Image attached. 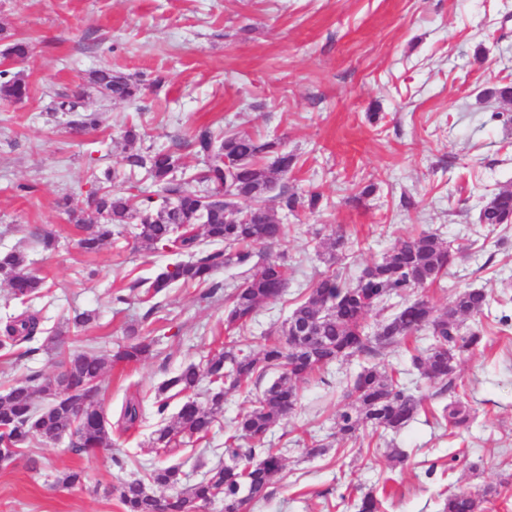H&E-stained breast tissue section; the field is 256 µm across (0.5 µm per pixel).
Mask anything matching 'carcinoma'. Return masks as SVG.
<instances>
[{
    "label": "carcinoma",
    "instance_id": "carcinoma-1",
    "mask_svg": "<svg viewBox=\"0 0 512 512\" xmlns=\"http://www.w3.org/2000/svg\"><path fill=\"white\" fill-rule=\"evenodd\" d=\"M27 53L23 41L13 43L4 53L10 65L0 69V99L19 102L28 97L29 86L21 72L12 71V66L26 60ZM90 84L102 98L112 101H133L143 91L138 81L110 69L94 71ZM52 111L69 116L68 125L75 130L97 126L96 113L79 109L78 102L66 94L58 96ZM123 138L131 144L123 157L124 175H143L153 186V194L133 203L134 195L119 180V173L107 170L103 177L95 178L88 193L97 223H82L70 207L67 212L83 231L78 245L85 253L97 252L120 234V226L136 219L142 248L189 256L188 261L168 266L153 278L137 280L133 287L143 289L142 302H150L174 284L195 285L201 288L200 299L208 300L222 288L212 280L215 272L246 264L255 246L285 239L287 227L275 219L266 199L276 176L284 177L294 169L295 158L276 141L241 133H226L220 139L210 127H198L189 135L186 147L201 159L202 167L189 173L173 152L132 147L140 138L136 126L125 128ZM278 198L281 207L291 212L299 208L314 211L321 202L315 190L302 200L282 189ZM241 199L250 202L242 212L237 204ZM478 221L489 226L512 224V190L488 196ZM206 241L218 247L209 249ZM459 254L451 242L422 231L373 263L368 279L361 277L350 285L334 271L324 274L287 319L314 325L315 336L308 342L270 341L258 351L251 348L242 331L258 307L284 294L288 278L286 268L276 260H267L257 271L249 272L228 294L224 346L211 352L204 365L183 368L156 394L154 405L159 415L168 408V391L184 396L185 401L176 416L156 431L152 441L155 453L166 455L185 439L207 441L223 413L226 393L258 384L271 370L278 373L277 379L234 421L232 433L224 440V461L208 468L192 484L186 483L179 462L147 469L143 477L112 487L123 512H157L160 507L164 512H200L217 501L222 503V512H240L244 495L266 498L283 469L284 457L282 449L264 447L263 438L297 406V383L316 375L323 382L321 374L332 363L355 356L370 359L382 348L407 344L423 330L428 331L430 344L425 348L414 345L411 365L437 386L434 395L457 394L458 362L485 338L483 325L469 326L467 321L486 316L492 295L483 288H465L439 313L427 300L412 297V291L439 281ZM25 266L23 251L0 252V276L23 304L44 296V280ZM394 296L404 299L402 306L368 332L369 314ZM40 332L38 314L25 311L0 328V350L8 354ZM156 343V338L133 331L129 341L115 351L76 352L62 348L61 335L47 337L45 347L55 353L58 373L47 377L35 374L31 383L0 394V468L11 466L34 437L51 442L74 436V447L82 452L112 447V422L104 408V370L142 360L152 354ZM204 381L209 385V398L202 404L195 399V390ZM349 393L355 402L336 415V435L341 441L367 429L373 434L397 432L426 412L427 397L412 392L398 374L375 366L365 367L355 376ZM141 415L140 400H127L122 410L123 429L132 428ZM442 417L456 435L471 424L470 411L459 400L445 405ZM159 489L168 495L159 497ZM495 494L493 487L451 493L442 512H482V504Z\"/></svg>",
    "mask_w": 512,
    "mask_h": 512
}]
</instances>
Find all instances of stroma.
I'll list each match as a JSON object with an SVG mask.
<instances>
[{"label": "stroma", "instance_id": "1", "mask_svg": "<svg viewBox=\"0 0 512 512\" xmlns=\"http://www.w3.org/2000/svg\"><path fill=\"white\" fill-rule=\"evenodd\" d=\"M31 52L22 70L30 96L0 100V251L28 256V269L47 295L32 307L42 334L0 357V393L31 375H50L55 358L44 339L64 331L70 349L97 350L127 341L128 328L157 337L158 356L109 368L104 404L118 414L141 398L144 414L112 446L76 452L71 438L32 439L14 464L0 469V512H122L113 485L142 469L174 461L190 480L224 456V438L262 385L228 393L207 451L183 445L155 455L150 440L161 424L158 387L182 367L203 362L224 328L225 301L199 300L194 288H172L147 306L133 290L177 255L140 249L135 225L116 243L85 254L80 231L59 205L68 196L86 219L93 170L122 165V134L138 126L140 148L177 152L197 166L185 145L193 128L211 127L279 140L297 164L288 186L317 189L318 210L290 213L276 195L267 204L288 227L286 240L255 249L251 262H282L288 288L262 305L245 334L262 347L308 294L313 280L335 268L355 283L363 268L396 243L424 230L463 253L427 296L444 311L466 287L491 290L488 342L463 356V400L476 413L453 437L438 413L448 397L412 373L434 413L399 433L360 437L307 457L309 437L329 438L349 399L346 385L359 360L332 364L326 381L297 385L299 403L267 436L285 468L267 498L248 512H356L362 493L380 494L381 512H441L448 491L498 486L485 512H512V224H478L484 200L512 189V102L489 89L512 81V0H0V54L16 40ZM109 67L146 87L133 103L104 102L86 85L89 72ZM81 94L98 111L97 129L76 132L46 111L56 93ZM30 186L22 194L18 185ZM369 196L353 201L364 186ZM345 231L354 245L329 264L320 243ZM55 250H44L43 233ZM96 321L73 326L76 313ZM406 451L391 461L392 448ZM79 469L82 485L57 486L61 471Z\"/></svg>", "mask_w": 512, "mask_h": 512}]
</instances>
